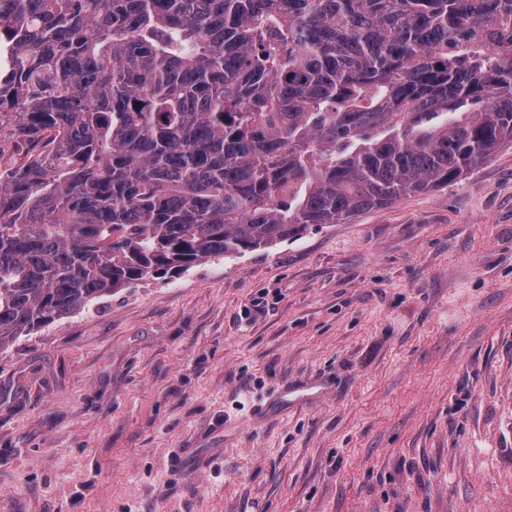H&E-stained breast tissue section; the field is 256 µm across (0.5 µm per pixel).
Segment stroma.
<instances>
[{
  "label": "stroma",
  "mask_w": 512,
  "mask_h": 512,
  "mask_svg": "<svg viewBox=\"0 0 512 512\" xmlns=\"http://www.w3.org/2000/svg\"><path fill=\"white\" fill-rule=\"evenodd\" d=\"M0 512H512V147L0 348Z\"/></svg>",
  "instance_id": "35a3bbf8"
}]
</instances>
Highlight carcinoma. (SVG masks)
Listing matches in <instances>:
<instances>
[{
    "mask_svg": "<svg viewBox=\"0 0 512 512\" xmlns=\"http://www.w3.org/2000/svg\"><path fill=\"white\" fill-rule=\"evenodd\" d=\"M0 348L512 145V0H0Z\"/></svg>",
    "mask_w": 512,
    "mask_h": 512,
    "instance_id": "obj_1",
    "label": "carcinoma"
}]
</instances>
